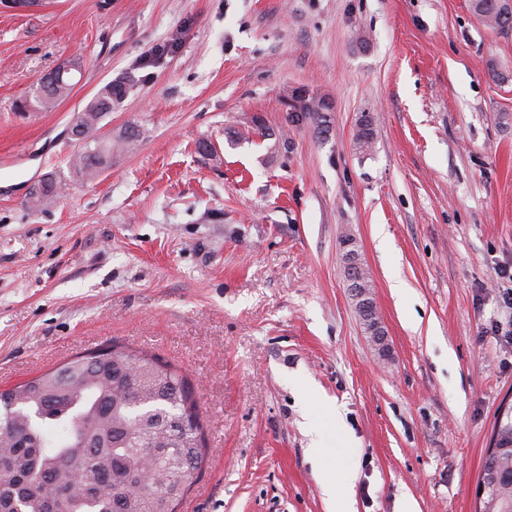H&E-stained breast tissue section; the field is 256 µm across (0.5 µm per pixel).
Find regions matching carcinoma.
<instances>
[{"label": "carcinoma", "instance_id": "1", "mask_svg": "<svg viewBox=\"0 0 512 512\" xmlns=\"http://www.w3.org/2000/svg\"><path fill=\"white\" fill-rule=\"evenodd\" d=\"M509 0H472L475 14L488 28L512 30L503 11ZM133 80L122 77L103 85L74 116L72 126L86 136L69 159L87 181L112 168V151L137 139L94 137L92 132L127 96ZM71 84L53 96L36 87L16 103L52 109ZM333 117L328 98L308 95L295 110L286 109L287 125H311L326 135ZM374 143L372 118L356 124L354 146L369 152ZM58 194L50 177L27 201L42 210ZM354 266L345 277L355 309L369 336L383 333L372 298L371 273L347 234L342 240ZM60 431L47 434V426ZM205 443L200 408L186 377L155 356L112 346V354H78L62 366L0 391V512H176L179 501L196 483ZM476 495L479 512H512V407L497 418L492 446L484 458Z\"/></svg>", "mask_w": 512, "mask_h": 512}]
</instances>
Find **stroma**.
Wrapping results in <instances>:
<instances>
[{
  "mask_svg": "<svg viewBox=\"0 0 512 512\" xmlns=\"http://www.w3.org/2000/svg\"><path fill=\"white\" fill-rule=\"evenodd\" d=\"M76 56L66 100L13 114ZM122 76L134 85L99 132L139 140L83 181L70 119ZM298 86L331 100L327 137L285 127ZM50 175L57 200L29 213ZM348 230L384 358L348 292ZM510 268L512 32L471 0L0 6V388L115 343L169 362L206 446L178 512H336L314 428L351 439L329 452L353 512H475L512 400V344L490 332L512 325ZM374 143V130L372 118L369 115H362L357 124L354 133V146L359 153L369 152Z\"/></svg>",
  "mask_w": 512,
  "mask_h": 512,
  "instance_id": "obj_1",
  "label": "stroma"
}]
</instances>
